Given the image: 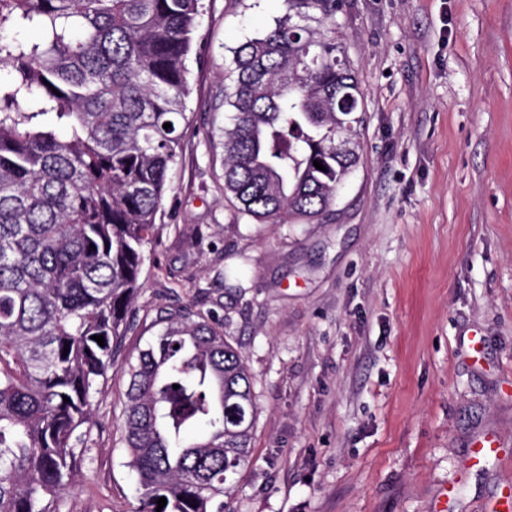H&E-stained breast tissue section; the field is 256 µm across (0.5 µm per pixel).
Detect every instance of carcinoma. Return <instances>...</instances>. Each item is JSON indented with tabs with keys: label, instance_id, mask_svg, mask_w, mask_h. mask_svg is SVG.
<instances>
[{
	"label": "carcinoma",
	"instance_id": "cac0c4a2",
	"mask_svg": "<svg viewBox=\"0 0 512 512\" xmlns=\"http://www.w3.org/2000/svg\"><path fill=\"white\" fill-rule=\"evenodd\" d=\"M283 5L224 69V193L259 223L322 222L359 164L356 152L336 154V137L356 138L365 123L359 106L360 120L340 126L336 97L362 91L336 41V0ZM202 9L0 0V512H58L75 484L183 153ZM156 324L122 366L134 512H156L160 497L161 512H224L250 463L251 374L212 311L187 304Z\"/></svg>",
	"mask_w": 512,
	"mask_h": 512
}]
</instances>
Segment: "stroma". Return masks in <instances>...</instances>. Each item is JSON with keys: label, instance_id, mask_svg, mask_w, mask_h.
Here are the masks:
<instances>
[{"label": "stroma", "instance_id": "1", "mask_svg": "<svg viewBox=\"0 0 512 512\" xmlns=\"http://www.w3.org/2000/svg\"><path fill=\"white\" fill-rule=\"evenodd\" d=\"M204 3L182 159L121 357L162 309L223 318L259 406L232 512H435L447 492L454 512H489L512 484V0H342L366 123L320 224H260L225 199L224 68L284 7ZM125 388L113 367L59 512L137 507L114 445ZM486 434L508 460L464 469Z\"/></svg>", "mask_w": 512, "mask_h": 512}]
</instances>
